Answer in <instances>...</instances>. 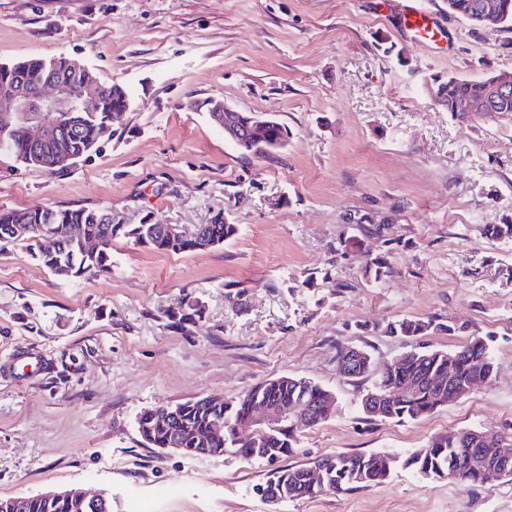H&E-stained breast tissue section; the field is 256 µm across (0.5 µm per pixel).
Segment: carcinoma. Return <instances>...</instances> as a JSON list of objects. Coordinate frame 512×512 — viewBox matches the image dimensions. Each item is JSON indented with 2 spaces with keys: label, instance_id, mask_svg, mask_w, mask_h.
Segmentation results:
<instances>
[{
  "label": "carcinoma",
  "instance_id": "obj_1",
  "mask_svg": "<svg viewBox=\"0 0 512 512\" xmlns=\"http://www.w3.org/2000/svg\"><path fill=\"white\" fill-rule=\"evenodd\" d=\"M496 5L495 15L502 17V25L512 27V0H448L452 14L460 15L478 23L477 14L484 3ZM28 73L46 70L66 84L70 94L57 110L28 112L21 115L8 134L0 136V161L12 159L26 165L42 166L51 164L56 155H85L103 137V130L114 133L124 121L126 110L131 104L128 90L121 84L104 82L94 73L75 74L67 65L66 58H31L24 61ZM493 77L471 80L450 75L445 79L434 78L431 89L448 112L465 116L474 111V106L488 95ZM103 86V95L93 112L78 111L79 97L84 88L97 89ZM62 118L75 128L70 135L36 146L26 137V121L36 118ZM222 123L242 130V137L234 145L245 154L257 158H268L282 149L288 138L287 129L274 118L264 119L257 112H225ZM106 209L87 206L7 211L0 213V243L9 244L16 239L6 234L5 227L12 224L28 225L30 233L23 240L32 242L34 258L52 274L70 280L89 279L112 271V244L120 238H131L137 244L161 252L174 254L204 251L213 248L238 234V225L224 223V215L217 213L208 224H198L179 240H169L163 235L161 224H108L102 220ZM485 234L499 241H512V224H489ZM96 238L102 242L97 252H87L83 241ZM392 273L384 257L375 258L365 268V277L381 282ZM444 330L433 317H405L388 324L385 332L392 336L414 339L429 336ZM455 356L459 381L471 378H491L497 371V363L489 344L481 337H473L463 345L449 351L423 350L410 347L405 357L378 372L372 366V355H363L350 367L349 380L358 381L377 376L371 391L382 388H399L409 382H422L419 391L410 396L394 395L386 400L385 415L390 420H417L435 411L433 404L434 387L440 385L439 373L448 371V355ZM306 402L312 412L327 419L326 389L309 380L295 377H279L263 382L242 394L226 401L216 402L206 408L198 402L187 401L179 405L178 419L171 423L160 417L154 408L140 413V434L144 442L154 448H161L174 437L179 445L191 449L208 448L213 456L224 454V449L233 448L244 458L251 449L265 448L269 452L266 461L274 463L296 452V430L294 420H288V429L274 432V437L251 436L244 429L250 412L261 404L278 408H293L299 402ZM220 419L224 423V434L213 438L212 422ZM470 430L438 434L426 445L412 451L404 465L415 468L426 478H448L463 487L483 482V471L474 462V454L462 450L464 438ZM377 453H338L336 470L327 475L331 488L340 492L353 491L383 483L397 462L395 456L386 454L388 461L376 468ZM308 464L289 465L279 468L280 475L288 485L303 482L304 470ZM367 474V480L359 475ZM24 512H97L89 501L81 502L72 498L52 501L40 496L26 498Z\"/></svg>",
  "mask_w": 512,
  "mask_h": 512
}]
</instances>
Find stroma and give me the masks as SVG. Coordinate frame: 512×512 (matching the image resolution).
Listing matches in <instances>:
<instances>
[{"mask_svg":"<svg viewBox=\"0 0 512 512\" xmlns=\"http://www.w3.org/2000/svg\"><path fill=\"white\" fill-rule=\"evenodd\" d=\"M404 0H0V63L64 56L132 95L121 128L77 166L0 162V211L100 207L118 224H179L215 213L238 225L214 248L172 254L119 238L112 271L68 281L20 245H0V498L81 487L112 512H512V477L465 488L403 463L444 432L512 434V112L460 119L431 76L512 73V29L479 28L418 0L443 30H403ZM211 100L273 114L289 132L270 158H245L207 112ZM372 214L367 232L346 223ZM356 245L345 248V240ZM386 257L384 281L364 275ZM245 290L243 308L227 292ZM199 304L183 327L168 314ZM479 336L491 382L414 421L365 418V381L336 371V348L384 366L409 346L403 317ZM34 354L42 369L22 372ZM304 378L338 410L298 434L283 465L339 452H391L380 485L266 502L271 467L238 456L147 446L141 410L229 398Z\"/></svg>","mask_w":512,"mask_h":512,"instance_id":"stroma-1","label":"stroma"}]
</instances>
